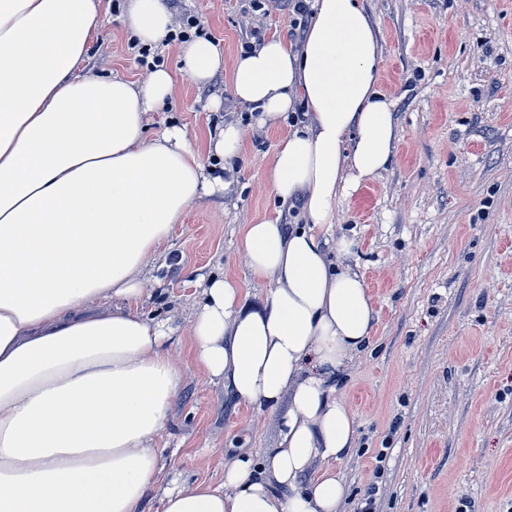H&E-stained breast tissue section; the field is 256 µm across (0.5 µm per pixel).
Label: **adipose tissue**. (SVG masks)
Segmentation results:
<instances>
[{"label": "adipose tissue", "mask_w": 512, "mask_h": 512, "mask_svg": "<svg viewBox=\"0 0 512 512\" xmlns=\"http://www.w3.org/2000/svg\"><path fill=\"white\" fill-rule=\"evenodd\" d=\"M298 42L274 38L231 67L257 129L292 127L268 190L299 223L239 228L251 288L201 275L188 325L194 358L256 413L278 418L273 447L224 462L218 487L185 482L163 512H342L339 465L357 419L337 380L370 347L376 310L335 235L336 205L396 157V98L380 86L376 21L361 0H307ZM103 0H0V512H143L161 472L157 443L187 382L176 331L141 310L147 276L188 207L237 192L230 161L247 135L210 132L205 167L185 131L150 132L171 74L139 82L80 71L101 35ZM123 24L164 43L162 0H126ZM191 81L224 64L199 37Z\"/></svg>", "instance_id": "ef3b65f1"}]
</instances>
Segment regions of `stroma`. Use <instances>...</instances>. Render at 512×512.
<instances>
[{
  "label": "stroma",
  "mask_w": 512,
  "mask_h": 512,
  "mask_svg": "<svg viewBox=\"0 0 512 512\" xmlns=\"http://www.w3.org/2000/svg\"><path fill=\"white\" fill-rule=\"evenodd\" d=\"M383 46L381 80L397 100L396 160L337 204V235L356 243L352 267L379 311L374 349L338 392L357 416L360 446L339 469L345 512H512V0H364ZM249 0H176L224 53L208 84L185 73L184 43L152 48L176 81L153 127H183L193 147L226 120L252 128L228 64L255 37H303L308 17L283 0L245 18ZM123 8L109 6L83 67L131 80L147 73ZM246 137L233 167L235 200L188 208L150 272L145 313L182 330L188 374L159 441L160 485L224 482V450L267 448L276 419L256 418L196 363L185 330L199 291L191 274L249 276L236 250L252 216L280 214L265 182L286 135Z\"/></svg>",
  "instance_id": "35a3bbf8"
}]
</instances>
